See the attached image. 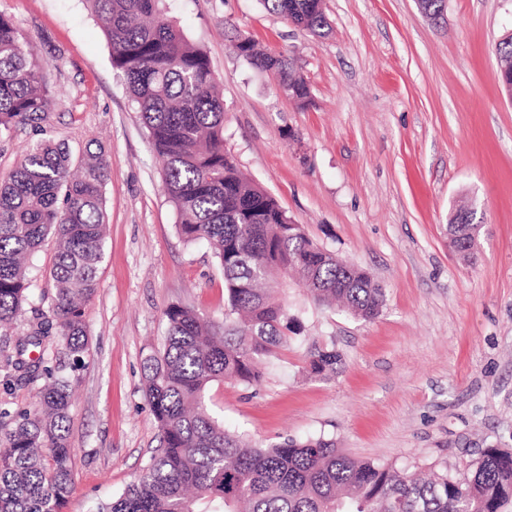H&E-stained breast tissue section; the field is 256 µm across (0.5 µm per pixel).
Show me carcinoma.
I'll use <instances>...</instances> for the list:
<instances>
[{
    "mask_svg": "<svg viewBox=\"0 0 512 512\" xmlns=\"http://www.w3.org/2000/svg\"><path fill=\"white\" fill-rule=\"evenodd\" d=\"M155 153L177 230L205 241L224 274V322L174 305L166 312L163 352L144 363V393L158 423L160 448L137 480L92 512H500L512 501V452L482 451L460 477L423 480L391 464L359 461L323 437L263 447L224 430L205 397L215 382L259 385L264 361L303 333L300 317L263 287L273 272L292 271L318 303L341 301L354 316L376 318L384 292L371 274L347 267L314 244L302 225L266 190L247 180L224 151V99L206 52L170 15L166 0H89ZM295 27L326 37L322 0H261ZM239 56L272 72L286 95L311 103L293 59L234 38ZM498 76L512 81V37L497 43ZM43 60L12 19L0 12V134L46 121L51 92ZM109 177L102 151L80 155L45 138L0 182V331L28 300L27 260L48 235L56 240L50 275L56 292L40 329L18 342V354L41 346L54 329L74 369L89 339L82 302L95 291L103 258ZM476 224L454 216L449 235L476 239ZM340 356L313 345L308 371L336 373ZM27 380L45 381L34 410L0 409V512H62L72 484L67 366L40 353L19 358Z\"/></svg>",
    "mask_w": 512,
    "mask_h": 512,
    "instance_id": "carcinoma-1",
    "label": "carcinoma"
}]
</instances>
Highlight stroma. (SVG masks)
<instances>
[{
  "label": "stroma",
  "instance_id": "35a3bbf8",
  "mask_svg": "<svg viewBox=\"0 0 512 512\" xmlns=\"http://www.w3.org/2000/svg\"><path fill=\"white\" fill-rule=\"evenodd\" d=\"M328 37L306 35L261 0H172L207 53L224 96V150L318 246L382 286L363 321L315 303L296 282L302 335L279 348L256 387L212 384L226 430L267 445L322 436L354 459L426 474L465 472L487 448L512 450V102L495 45L512 0H447L432 21L415 0H325ZM45 62L52 91L43 132L0 135V179L40 137L102 147L108 231L86 303L90 352L73 374V483L64 512L120 493L159 444L144 361L162 350L173 305L224 319L223 271L206 243L179 235L162 162L87 0H0ZM294 57L312 102L298 106L232 46L235 32ZM475 207L469 259L448 224ZM55 243L30 259L29 300L0 337V403L35 406L40 387L6 364L54 291ZM340 356L311 376L312 344Z\"/></svg>",
  "mask_w": 512,
  "mask_h": 512
}]
</instances>
